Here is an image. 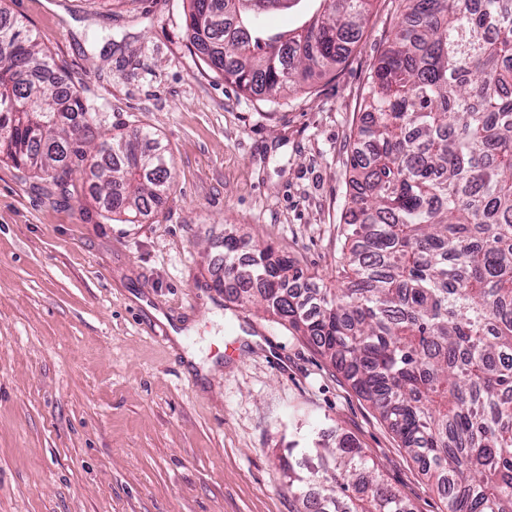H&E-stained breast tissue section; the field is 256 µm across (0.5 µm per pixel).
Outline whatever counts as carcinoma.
Masks as SVG:
<instances>
[{"label": "carcinoma", "mask_w": 512, "mask_h": 512, "mask_svg": "<svg viewBox=\"0 0 512 512\" xmlns=\"http://www.w3.org/2000/svg\"><path fill=\"white\" fill-rule=\"evenodd\" d=\"M304 0H190L188 33L215 72L262 97L323 75L358 42L371 0H317L291 29L264 17ZM370 79L351 158L347 284L301 296L293 261L224 235V289L260 304L330 358L422 462L448 512H512V0H405ZM0 157L73 198L101 122L75 93L59 108L56 65L0 8ZM143 130L97 153L100 213L136 218L171 188ZM288 465L297 512H411L357 444L302 448Z\"/></svg>", "instance_id": "1"}]
</instances>
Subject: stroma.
<instances>
[{"label":"stroma","instance_id":"35a3bbf8","mask_svg":"<svg viewBox=\"0 0 512 512\" xmlns=\"http://www.w3.org/2000/svg\"><path fill=\"white\" fill-rule=\"evenodd\" d=\"M102 113L149 130L170 192L136 223L0 159V512H295L289 441L355 439L412 512L420 462L301 333L224 298V233L313 281L347 252L350 162L403 0H372L336 69L271 102L210 69L188 0H0ZM188 329L186 346L171 330ZM207 375L190 371L184 349Z\"/></svg>","mask_w":512,"mask_h":512}]
</instances>
